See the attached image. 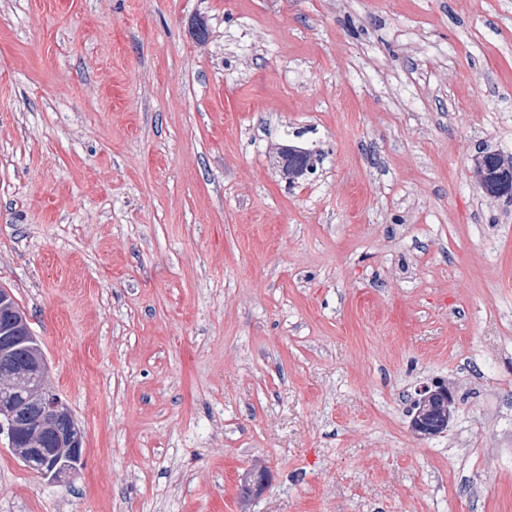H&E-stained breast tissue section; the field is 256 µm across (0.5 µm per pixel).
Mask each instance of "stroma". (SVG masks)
<instances>
[{
	"label": "stroma",
	"instance_id": "35a3bbf8",
	"mask_svg": "<svg viewBox=\"0 0 512 512\" xmlns=\"http://www.w3.org/2000/svg\"><path fill=\"white\" fill-rule=\"evenodd\" d=\"M482 150L512 0H0V287L84 446L56 485L0 432V512H512ZM423 407H425V414L432 410L434 404L437 411H442L440 416V423H447L450 418L451 407L454 404V396L449 388L446 386H437L435 390H424L419 398ZM422 407V408H423Z\"/></svg>",
	"mask_w": 512,
	"mask_h": 512
}]
</instances>
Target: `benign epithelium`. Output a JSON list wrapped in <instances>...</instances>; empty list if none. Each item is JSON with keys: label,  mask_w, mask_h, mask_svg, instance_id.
<instances>
[{"label": "benign epithelium", "mask_w": 512, "mask_h": 512, "mask_svg": "<svg viewBox=\"0 0 512 512\" xmlns=\"http://www.w3.org/2000/svg\"><path fill=\"white\" fill-rule=\"evenodd\" d=\"M487 194L499 197L512 195V178L498 176L486 179ZM10 291L0 289V316L8 323L0 331V421L9 426L10 437L16 440L14 451L25 466L43 477L62 482L75 476L76 460L83 455V439L67 403L48 379V362L39 347V340L29 322L13 317ZM19 346L29 349L28 363L11 367L14 351ZM25 392L23 408L16 407L10 396ZM420 401L425 411H441V422L450 418L454 396L445 386L424 390Z\"/></svg>", "instance_id": "obj_1"}]
</instances>
